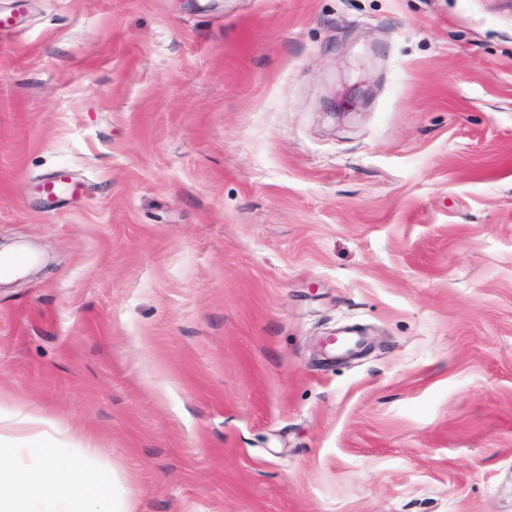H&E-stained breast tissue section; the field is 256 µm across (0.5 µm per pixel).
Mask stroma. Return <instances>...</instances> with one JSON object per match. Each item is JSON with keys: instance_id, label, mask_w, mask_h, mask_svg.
I'll list each match as a JSON object with an SVG mask.
<instances>
[{"instance_id": "1", "label": "stroma", "mask_w": 512, "mask_h": 512, "mask_svg": "<svg viewBox=\"0 0 512 512\" xmlns=\"http://www.w3.org/2000/svg\"><path fill=\"white\" fill-rule=\"evenodd\" d=\"M16 9L0 416L135 512H512V0ZM40 187L46 199L54 201L60 196L78 194L82 184L67 173L59 171L46 178Z\"/></svg>"}]
</instances>
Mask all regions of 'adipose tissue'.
Listing matches in <instances>:
<instances>
[{"mask_svg":"<svg viewBox=\"0 0 512 512\" xmlns=\"http://www.w3.org/2000/svg\"><path fill=\"white\" fill-rule=\"evenodd\" d=\"M54 418L0 421V512H132L112 500L103 471L65 455Z\"/></svg>","mask_w":512,"mask_h":512,"instance_id":"ef3b65f1","label":"adipose tissue"}]
</instances>
